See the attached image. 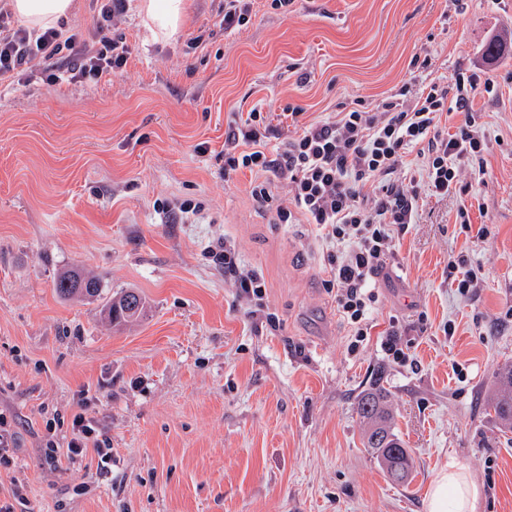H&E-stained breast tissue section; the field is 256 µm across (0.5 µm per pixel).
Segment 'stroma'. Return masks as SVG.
<instances>
[{
    "label": "stroma",
    "mask_w": 512,
    "mask_h": 512,
    "mask_svg": "<svg viewBox=\"0 0 512 512\" xmlns=\"http://www.w3.org/2000/svg\"><path fill=\"white\" fill-rule=\"evenodd\" d=\"M183 32L152 42L136 11L131 55L100 81L0 86V416L11 435L0 505L12 512H424L456 460L478 512H512V435L485 402L512 361V0H252L224 32V0H190ZM200 35L199 43L189 41ZM503 51L488 64L489 40ZM481 70L472 102L489 150L470 228L456 198L425 199L376 279L363 342L326 285L327 244L274 223L250 173L224 177V130L254 107L302 108V123L372 106L409 80ZM201 210L167 223L161 202ZM231 239L267 286L251 314L211 250ZM468 257L460 293L448 257ZM70 269L104 298L127 288L143 319L115 328L102 300L65 298ZM405 326L397 363L384 349ZM454 334H447V327ZM384 367L414 469L389 481L364 447L357 398ZM112 448L66 455L75 413ZM57 454H50L49 445Z\"/></svg>",
    "instance_id": "35a3bbf8"
}]
</instances>
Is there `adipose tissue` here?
<instances>
[{
	"instance_id": "adipose-tissue-1",
	"label": "adipose tissue",
	"mask_w": 512,
	"mask_h": 512,
	"mask_svg": "<svg viewBox=\"0 0 512 512\" xmlns=\"http://www.w3.org/2000/svg\"><path fill=\"white\" fill-rule=\"evenodd\" d=\"M76 9L75 0H11V10L23 25L44 30L60 27ZM187 0H139L138 12L154 39L167 42L181 31L188 13ZM481 490L466 469L449 461L434 476L424 501V512H476Z\"/></svg>"
}]
</instances>
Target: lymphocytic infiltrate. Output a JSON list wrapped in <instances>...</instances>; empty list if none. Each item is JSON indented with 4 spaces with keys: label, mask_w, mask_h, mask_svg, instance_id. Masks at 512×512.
<instances>
[{
    "label": "lymphocytic infiltrate",
    "mask_w": 512,
    "mask_h": 512,
    "mask_svg": "<svg viewBox=\"0 0 512 512\" xmlns=\"http://www.w3.org/2000/svg\"><path fill=\"white\" fill-rule=\"evenodd\" d=\"M128 0H101L95 23L98 46L82 33L56 28L41 33L18 24L0 7V83L43 67L48 84L99 80L125 68L130 49L119 33ZM493 79L457 73L452 82L411 77L398 96L375 107L351 108L303 125L300 108L273 114L260 109L231 121L224 133V173L249 171L250 195L278 224H312L330 244L327 256L336 308L364 340L377 301L373 287L396 246L397 235L416 223L422 197H458L456 221L470 222L464 173L485 175L488 141L476 127L472 100L493 92ZM459 114L455 129L442 127ZM296 127L283 135L281 124ZM420 149L421 176L405 188L400 173L411 149ZM224 277L256 305H263V277L225 242Z\"/></svg>",
    "instance_id": "1"
}]
</instances>
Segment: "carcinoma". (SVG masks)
Wrapping results in <instances>:
<instances>
[{
    "instance_id": "cac0c4a2",
    "label": "carcinoma",
    "mask_w": 512,
    "mask_h": 512,
    "mask_svg": "<svg viewBox=\"0 0 512 512\" xmlns=\"http://www.w3.org/2000/svg\"><path fill=\"white\" fill-rule=\"evenodd\" d=\"M56 291L63 297L81 296L94 299L101 296V281L71 270L56 280ZM145 300L135 291H123L110 298L103 311L115 325L138 320L144 312ZM388 391L380 382L370 385L358 397L357 411L364 426V446L382 464L396 483L407 482L412 470L410 450L396 433V419L387 405ZM486 410L494 412L500 429L512 432V364H506L495 373L494 391L487 399Z\"/></svg>"
}]
</instances>
